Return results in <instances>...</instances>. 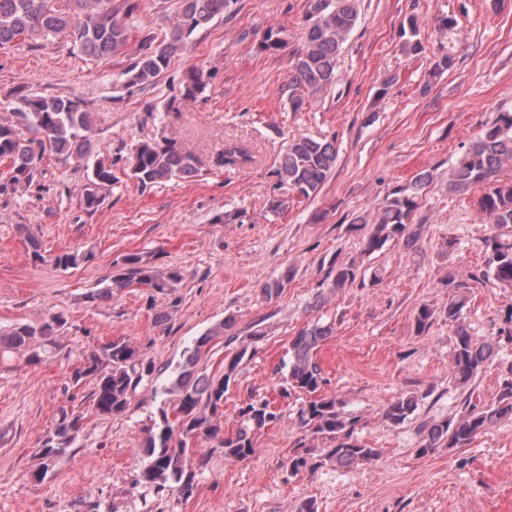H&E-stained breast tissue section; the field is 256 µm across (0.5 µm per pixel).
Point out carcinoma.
<instances>
[{"mask_svg":"<svg viewBox=\"0 0 512 512\" xmlns=\"http://www.w3.org/2000/svg\"><path fill=\"white\" fill-rule=\"evenodd\" d=\"M180 5L163 37L147 35L140 41L137 56L123 71L124 85L142 90L153 87L168 70L173 56L186 49L192 36L215 19L224 16L231 0H179ZM138 9V0H0V47L25 36L56 37L68 35L84 54L95 59L121 54L128 45L130 20ZM360 0H311L309 24L303 33V45L291 60V100L299 107L296 91L305 88L322 92L336 84V60L345 38L357 25ZM285 47L280 31L267 29L258 50L277 53ZM204 89L202 75L191 70L183 80L182 99L193 100ZM95 113L80 99L21 94L12 108L11 119L0 121V162L7 170L0 172V195H14L30 188L41 171L43 160L52 158L61 164L83 169L85 183L82 204L94 212L104 202L102 191L112 186L116 176L107 146L90 140ZM334 142L301 137L288 143L280 161V181L308 197L328 180L336 166ZM255 161L252 150L241 142L224 143V151L214 164L219 168H241ZM512 164V111L499 112L483 135L466 147L462 156L448 169V184L466 191L481 186L478 208L487 223L497 228L512 226V178H500L504 167ZM200 170L199 159L183 151L177 141L165 135L138 142L131 152L129 175L143 188L162 185L176 179L191 178ZM433 174L421 172L386 196L372 216H357L354 228L367 230L365 252L381 249L393 238L414 243L420 225L414 223L423 200L424 189ZM36 262H48L60 270L75 269L94 259V250H62L46 256L34 237L28 238ZM485 266L471 274V280H493L512 288V240L493 233L483 240ZM116 274L101 282V287L83 295L88 304L112 298V290L139 285L155 294H168L182 280L181 272L155 264L141 252H130L116 260ZM358 267L340 263L331 267L330 288L340 291L356 284ZM465 300L448 302V325L454 344L450 355L451 378L456 388L472 386L486 364L500 350L501 342L512 345V308L508 310L509 327L485 341L471 336L462 310ZM434 311L421 306L415 315L418 333L432 325ZM235 318L223 321L195 338L183 352L182 362L171 367H156L142 354L136 341L117 337L91 348L82 355L71 373V381H93L90 394L95 412L101 416L126 413L138 389L149 384L153 396H161L152 425L146 429L138 452L133 484L145 485L160 493L166 489L183 499L191 498L198 477L207 466L204 453L194 447L217 441L224 458L234 462L250 459L258 436L281 418L275 402L264 396H251L238 408L235 430L224 433V398L232 377L249 352L242 348L215 376L197 371L210 343L221 336H234ZM68 320L58 312L35 323H16L0 328V361L17 357L30 367L59 356L65 348L63 333ZM332 334V327L319 323L299 330L289 342L288 361L282 364L278 396L299 402V424L313 438L333 443L329 448H314L301 443L288 456L293 473L315 469L329 461L338 467H354L379 457L353 438L357 420L344 411L343 401L324 394L328 384L316 350ZM419 398L407 395L386 407L384 417L397 426L410 420L418 410ZM512 417V366L500 385L496 399L477 407L464 400L458 414L419 426L421 444L415 449L426 457L440 447L463 448L478 435L503 418ZM82 416L62 407L53 429L40 441L41 474L53 468L56 460L76 444Z\"/></svg>","mask_w":512,"mask_h":512,"instance_id":"1","label":"carcinoma"}]
</instances>
